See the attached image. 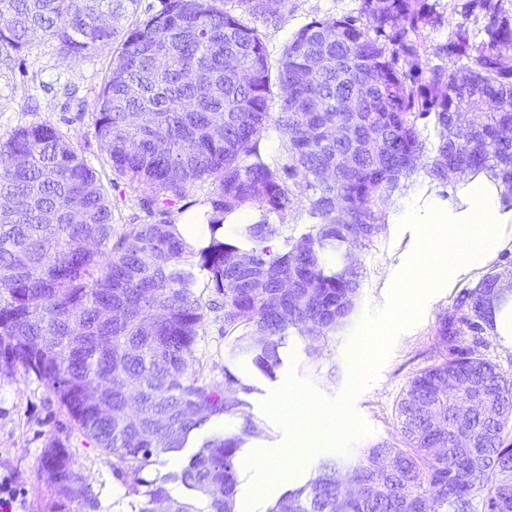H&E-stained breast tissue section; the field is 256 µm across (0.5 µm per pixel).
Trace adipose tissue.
Returning <instances> with one entry per match:
<instances>
[{
	"label": "adipose tissue",
	"instance_id": "ef3b65f1",
	"mask_svg": "<svg viewBox=\"0 0 512 512\" xmlns=\"http://www.w3.org/2000/svg\"><path fill=\"white\" fill-rule=\"evenodd\" d=\"M501 180L491 172L468 171L457 176L447 205L431 204L425 218L404 208L394 218L414 224L419 240L435 254L423 279L413 275L417 258H410L396 283V327L411 321L438 288L453 289L478 278L512 250V207L503 200Z\"/></svg>",
	"mask_w": 512,
	"mask_h": 512
}]
</instances>
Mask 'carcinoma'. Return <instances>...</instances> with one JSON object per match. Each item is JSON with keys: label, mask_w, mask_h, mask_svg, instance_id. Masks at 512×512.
Segmentation results:
<instances>
[{"label": "carcinoma", "mask_w": 512, "mask_h": 512, "mask_svg": "<svg viewBox=\"0 0 512 512\" xmlns=\"http://www.w3.org/2000/svg\"><path fill=\"white\" fill-rule=\"evenodd\" d=\"M139 0H0V65L35 39L81 59L117 43L95 121L112 174L141 193L159 216L116 229L91 168L57 127L41 122L0 138V363L44 382L86 443L117 457L114 468L131 512H237L238 453L261 433L239 397L252 391L234 371L237 356L270 378L290 332L319 357L345 327L361 288V268L338 271L337 249L351 226L369 224L362 248L380 233L383 209L422 159L439 183L448 170H489L512 198V14L504 0H359L340 17L313 20L270 65L260 31L289 0H163L125 28ZM459 15L450 23L448 10ZM452 24L432 66L420 53L426 28ZM278 112H269L271 80ZM351 98L362 112H349ZM355 168L323 181L347 145ZM281 152L266 149L269 129ZM298 182L289 185L286 178ZM212 189L187 244L168 218L190 189ZM311 230L283 234L272 215L295 194ZM349 223L336 225V201ZM251 210L243 220L239 211ZM233 225L225 241L217 231ZM282 240L275 250L269 243ZM497 280L465 290L436 328L442 359L413 376L396 408L403 447L377 442L340 473L324 463L305 486L269 512H512V377L466 344L489 325ZM224 310L231 341L224 384L203 376L196 356L209 312ZM453 378L469 386H448ZM480 392L486 406L467 427L478 447L455 445L454 399ZM440 422L432 424L431 417ZM237 431L213 434L181 470L161 481L144 471L186 447L214 419ZM43 471L56 495L97 512L98 502L69 453L47 449ZM200 496H171L166 483Z\"/></svg>", "instance_id": "cac0c4a2"}]
</instances>
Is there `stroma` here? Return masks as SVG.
<instances>
[{"instance_id": "1", "label": "stroma", "mask_w": 512, "mask_h": 512, "mask_svg": "<svg viewBox=\"0 0 512 512\" xmlns=\"http://www.w3.org/2000/svg\"><path fill=\"white\" fill-rule=\"evenodd\" d=\"M357 6L358 0H291L287 14L279 22L258 25L271 62H278L284 46L302 26L315 19L340 16ZM112 51L108 45L73 60L61 53L55 42L37 39L16 53L11 67L0 68V137L33 123H53L96 172L112 203L115 224H145L151 222V215L142 209L133 187L113 176L94 136L97 100L112 62ZM419 249L414 225H383L373 243L357 251L362 282L351 321L330 336L319 358H310L304 339L291 335L281 351L282 362L275 378L255 372L247 364H238L237 373L253 388L246 400L261 429L254 444L274 448L287 445L285 428L264 404L284 385L288 373H295L327 400H335L341 394L348 381L349 347L364 314L388 305L400 264ZM457 296V291L437 289L418 320L392 338L376 378L353 403L368 434L354 439L348 452L325 448L300 461L296 480L282 483L277 494L261 497L254 512H269L278 495L306 485L322 463L345 467L374 443L399 444L397 401L418 371L439 361L435 330L440 316ZM202 334L199 351L206 356L204 372L210 380L223 381V322L215 314H208ZM52 446L68 449L73 468L82 474L99 501V512H129L125 488L113 475L115 457L84 443L55 397L34 374L19 367L0 366V476L9 477L22 490V512H80L78 503L55 495L43 477L44 452Z\"/></svg>"}]
</instances>
